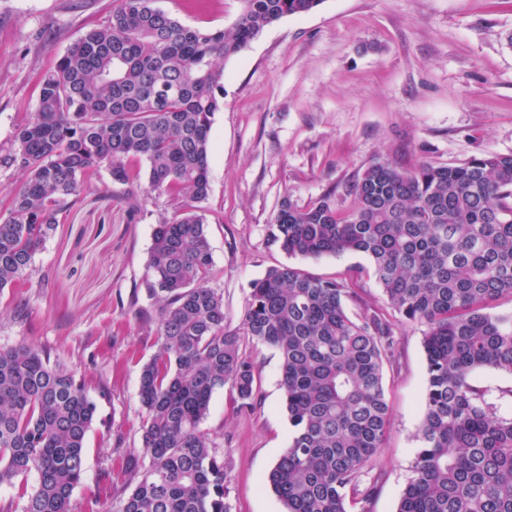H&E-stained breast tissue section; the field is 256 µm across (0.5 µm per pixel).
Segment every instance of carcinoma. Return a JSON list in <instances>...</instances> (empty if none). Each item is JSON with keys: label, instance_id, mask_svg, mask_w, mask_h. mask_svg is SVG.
<instances>
[{"label": "carcinoma", "instance_id": "1", "mask_svg": "<svg viewBox=\"0 0 512 512\" xmlns=\"http://www.w3.org/2000/svg\"><path fill=\"white\" fill-rule=\"evenodd\" d=\"M155 2L113 0L44 76L36 112L0 155V167L23 174L0 212V290L30 275L98 168L126 184L129 162L143 161L151 190L189 200L156 225L131 296L157 306V348L140 373L143 455L124 458L118 512H230L224 449L201 425L224 386L252 408L246 338L278 353L293 429L266 486L286 512H370L394 314L424 327L427 373L421 448L396 512H512V415L501 412L512 389L496 395L474 381L482 369L512 375V315L486 312L512 298V155L410 168L377 160L348 186L345 208L333 191L302 206L283 199L269 242L304 258L366 255L384 304L353 317L357 283L279 265L251 283L242 325L229 330L207 218L194 206L209 194L221 63L323 0H241L229 30L185 25ZM96 416L85 379L46 350L0 347V484L22 512H69Z\"/></svg>", "mask_w": 512, "mask_h": 512}]
</instances>
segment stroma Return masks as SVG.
Instances as JSON below:
<instances>
[{
  "mask_svg": "<svg viewBox=\"0 0 512 512\" xmlns=\"http://www.w3.org/2000/svg\"><path fill=\"white\" fill-rule=\"evenodd\" d=\"M194 27L228 28L240 0H157ZM112 0H0V154L34 113L39 84L68 46L104 21ZM223 106L214 117L207 217L224 323L239 327L251 283L290 264L328 279L354 277L361 302L382 304L365 255L290 256L267 241L283 198L304 205L345 188L373 161L404 167L512 154V0H322L283 18L224 61ZM67 208L30 277L0 293V345L31 344L84 375L97 404L85 472L70 512H118L101 478L141 452L138 377L156 350L154 323L130 303L146 274L156 224L177 203L145 178L121 185L105 169ZM396 360L385 368L391 408L375 465L385 474L371 512H395L421 443L426 384L423 331L398 321ZM258 392L244 411L215 390L202 427L224 448L230 512H284L264 481L292 428L280 360L247 344Z\"/></svg>",
  "mask_w": 512,
  "mask_h": 512,
  "instance_id": "35a3bbf8",
  "label": "stroma"
}]
</instances>
